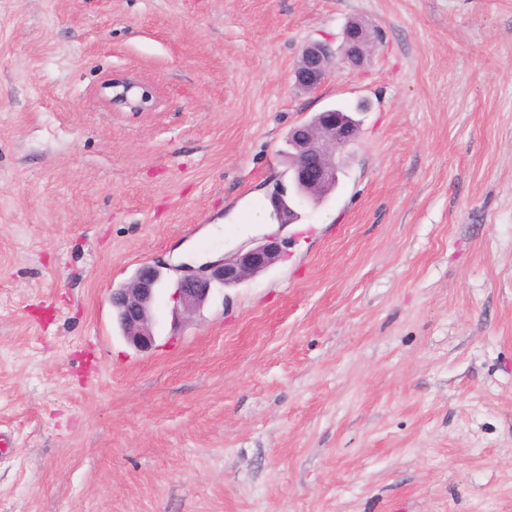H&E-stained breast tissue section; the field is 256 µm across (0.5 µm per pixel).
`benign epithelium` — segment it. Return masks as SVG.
I'll return each instance as SVG.
<instances>
[{
    "mask_svg": "<svg viewBox=\"0 0 512 512\" xmlns=\"http://www.w3.org/2000/svg\"><path fill=\"white\" fill-rule=\"evenodd\" d=\"M373 39L369 27L358 21L349 22L343 31L340 46L342 59L352 66L363 64ZM336 52L327 42L309 44L302 52L294 69V85L300 89L314 90L324 82L334 65ZM112 102L139 108L150 101L149 89L141 88L135 95V85L115 81ZM358 134V126L345 112L326 109L313 121L302 122L288 132V143L294 151V165L289 180L306 190H317L338 179L336 150L352 144ZM268 201L277 219L278 231L264 235L249 245L236 249L230 255L206 262L199 266L183 263L181 275L175 281L176 308L192 313L204 307L212 290L218 285L234 287L257 276L286 254L288 238L281 231L295 223L288 214L285 194H268ZM161 282V267L146 263L140 266L131 280L110 294L113 314L126 340L140 351L154 346L151 322V304Z\"/></svg>",
    "mask_w": 512,
    "mask_h": 512,
    "instance_id": "benign-epithelium-1",
    "label": "benign epithelium"
}]
</instances>
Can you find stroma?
<instances>
[{
    "instance_id": "obj_1",
    "label": "stroma",
    "mask_w": 512,
    "mask_h": 512,
    "mask_svg": "<svg viewBox=\"0 0 512 512\" xmlns=\"http://www.w3.org/2000/svg\"><path fill=\"white\" fill-rule=\"evenodd\" d=\"M363 100L284 259L188 318L165 272L131 347L111 289L275 232ZM0 429V512H512V0H0ZM372 39L373 33L366 24L358 21L349 22L344 28L339 49L342 59L352 66H360L367 57ZM336 52L328 42H314L302 52L294 69L293 79L297 88L314 90L324 82L334 65ZM137 86L124 81H115L110 84L112 88V102L131 105L133 108H141L150 101L151 93L146 87H141L139 96L134 97V88ZM357 134L356 122L346 112L336 109L323 110L313 121L293 126L288 132V143L295 162L289 181L306 190L321 189L335 182L338 179L336 150L352 144ZM337 184L338 180L317 191L312 198H326Z\"/></svg>"
}]
</instances>
